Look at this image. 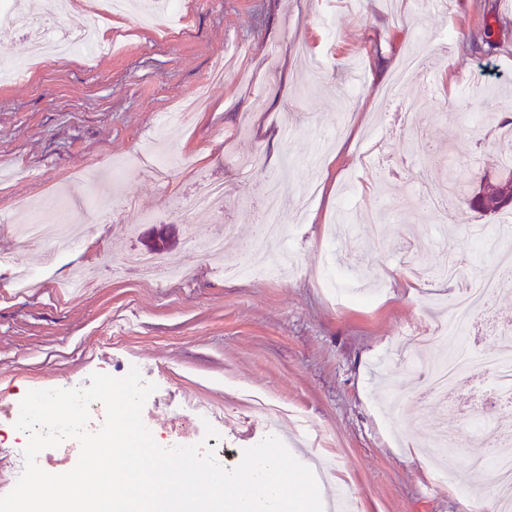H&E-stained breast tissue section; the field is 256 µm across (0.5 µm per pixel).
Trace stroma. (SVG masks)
Returning <instances> with one entry per match:
<instances>
[{
	"instance_id": "stroma-1",
	"label": "stroma",
	"mask_w": 512,
	"mask_h": 512,
	"mask_svg": "<svg viewBox=\"0 0 512 512\" xmlns=\"http://www.w3.org/2000/svg\"><path fill=\"white\" fill-rule=\"evenodd\" d=\"M170 16L161 34L134 0L104 26L115 51L0 81V251L21 249L45 274L17 295L0 270V396L134 366L159 392L220 408L225 469L272 434L268 404L301 440L292 455L357 512H476L486 444L468 434L442 465L430 441L439 426L465 428L466 412L498 414L499 392L470 372L447 400L422 398L396 349L448 318L460 292L403 286L412 266L437 263V239L485 225L482 242H465V275L512 253L500 234L512 213L411 205L412 193L444 194L446 165L467 182L498 167L497 140L472 116L512 114V0H174ZM219 62L207 104L163 138L176 101ZM416 132L425 152L410 148ZM167 150L191 167L150 175ZM212 181L223 215L181 217L183 198ZM266 181L285 189L268 259L288 254L294 269L225 278L200 245L226 222L237 233L225 258L246 259ZM65 214L78 229L69 254L19 248L13 225ZM162 228L181 278L113 274Z\"/></svg>"
}]
</instances>
